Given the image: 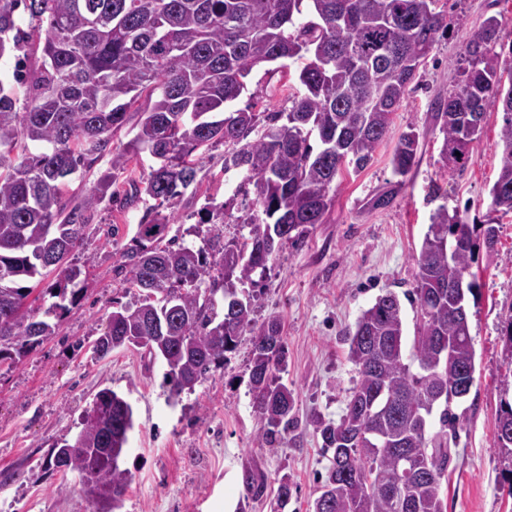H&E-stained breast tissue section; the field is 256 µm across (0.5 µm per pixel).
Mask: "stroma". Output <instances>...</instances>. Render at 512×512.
Listing matches in <instances>:
<instances>
[{
  "instance_id": "stroma-1",
  "label": "stroma",
  "mask_w": 512,
  "mask_h": 512,
  "mask_svg": "<svg viewBox=\"0 0 512 512\" xmlns=\"http://www.w3.org/2000/svg\"><path fill=\"white\" fill-rule=\"evenodd\" d=\"M451 24L437 35L425 67L408 88L390 131L361 172L336 182L323 223L305 239L285 243L253 293L256 322H280L285 346L282 381L294 392V423L274 443L262 437L249 386L251 344L242 340L224 366L193 391L171 397L165 365L144 350L113 351L100 359L92 346L108 324L113 302H134L118 267L134 243L143 204L122 207L125 180L113 186L116 204L90 218L83 245L69 258L84 278V298L48 337L12 365L0 366V512H97L78 473L47 465L61 440L73 439L96 393L110 388L134 408L135 427L122 466L131 475L121 512H237L243 498L242 465L255 459L267 476V491L248 512H310L324 483L331 456L324 452L314 419L339 421L357 378L347 359L348 333L377 296H398L407 327L416 312V259L430 218L439 206L459 210L470 224L494 220L497 242L475 241L471 271L478 283L468 299L475 349V381L452 410L459 417L451 457L442 480L444 512H512V461L494 445L501 398L512 401V365L500 330L512 318V213L490 209L489 189L497 177L500 130L505 115L488 112L464 166L448 169L441 159L443 137L430 110L436 95L458 86L457 63L472 33L488 17L512 41V0H446ZM249 96L237 105L258 112L285 106L288 81L256 68ZM419 135V163L404 178L392 173L391 157L403 132ZM240 177H225L224 148L208 151L197 181L173 211L187 243L200 244L201 207L215 200L224 208V238L246 234ZM394 190L392 204L373 208L375 196ZM288 479L292 495L278 507L277 490Z\"/></svg>"
}]
</instances>
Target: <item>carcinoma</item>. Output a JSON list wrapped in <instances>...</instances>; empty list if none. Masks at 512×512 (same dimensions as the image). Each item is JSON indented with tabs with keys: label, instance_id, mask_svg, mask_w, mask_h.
Wrapping results in <instances>:
<instances>
[{
	"label": "carcinoma",
	"instance_id": "cac0c4a2",
	"mask_svg": "<svg viewBox=\"0 0 512 512\" xmlns=\"http://www.w3.org/2000/svg\"><path fill=\"white\" fill-rule=\"evenodd\" d=\"M438 0H0V364L15 362L56 334L78 304L81 272L65 267L83 244L91 212L113 199L112 185L142 153L153 160L144 188L131 181L124 204L148 197L136 244L124 253L126 290L133 303L118 307L93 347L99 358L138 348L133 337L156 323L144 349L166 366L170 396L178 397L224 365L241 337L251 335L250 391L261 430L273 439L294 423L293 391L282 382L283 336L251 318V299L237 285L256 287L272 256H254L269 231L286 224L297 241L321 224L336 180L372 160L430 52L448 30ZM497 18L486 19L458 64L459 84L437 96L431 111L443 135L442 161L464 159L489 111H502V151L489 189L492 211L512 212V45L499 38ZM294 73L288 107L263 116L251 105L231 106L256 67ZM147 104L136 132L119 152L112 138L128 124V109ZM224 145V173L245 174L255 198L243 223L248 235L224 242V207L204 206L210 228L201 245L169 236L166 213L196 181L206 151ZM418 134H401L391 165L405 177L419 162ZM110 171L77 199L65 188L104 156ZM477 227L442 205L431 217L417 257L413 291L419 322L411 351L398 297L388 292L362 311L349 335L348 359L358 379L336 424L318 426L332 452L322 494L331 505L312 512H395V450L417 463L405 512H444L442 478L448 469V431L459 416L451 402L432 400L437 388L469 380L475 350L468 298L450 285L469 272ZM58 273L45 311L25 307L21 282ZM258 279H253V276ZM224 306L217 320L218 304ZM417 370H411V364ZM93 405L110 417L108 432L92 421L71 444L62 472L93 471L112 490L106 512H119L130 483L120 461L134 428V409L110 388ZM440 411V430L428 433ZM496 447L512 456V403L500 405ZM244 498L256 501L267 477L254 462L242 469Z\"/></svg>",
	"mask_w": 512,
	"mask_h": 512
}]
</instances>
